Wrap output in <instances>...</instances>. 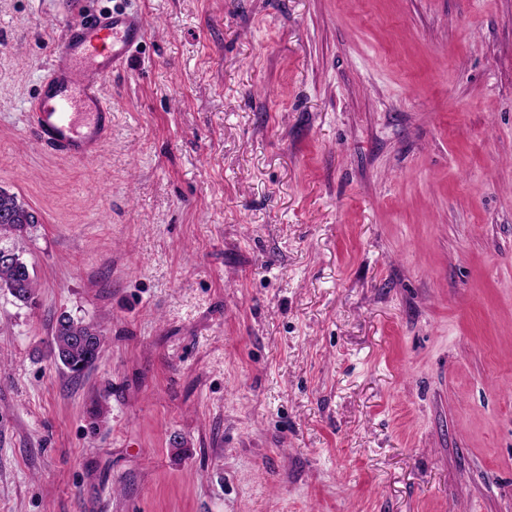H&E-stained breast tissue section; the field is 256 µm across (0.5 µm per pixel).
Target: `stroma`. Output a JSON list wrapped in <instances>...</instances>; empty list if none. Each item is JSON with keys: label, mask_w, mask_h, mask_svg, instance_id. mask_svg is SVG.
<instances>
[{"label": "stroma", "mask_w": 512, "mask_h": 512, "mask_svg": "<svg viewBox=\"0 0 512 512\" xmlns=\"http://www.w3.org/2000/svg\"><path fill=\"white\" fill-rule=\"evenodd\" d=\"M71 2L0 0V512H512V0H85L148 23L92 160ZM146 34L141 15L121 10L67 23L65 47L52 59L27 113L47 146L67 157L98 154L112 127L102 81ZM34 224H36L35 216L18 200L17 196L0 190V247L3 238L12 239V245L9 247L15 250L20 261L16 268L0 267V290H7L12 297L24 304L33 299L37 290L36 281L23 258L24 249L21 246L28 228ZM52 332V350L56 352L58 362L74 377L81 376L85 369H91L95 365L99 356L97 358L89 354L82 340L88 336L102 338L101 331L96 325L61 314L52 326ZM95 339H91L90 342L97 348Z\"/></svg>", "instance_id": "1"}]
</instances>
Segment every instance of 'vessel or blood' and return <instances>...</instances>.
I'll return each instance as SVG.
<instances>
[{"label": "vessel or blood", "instance_id": "1", "mask_svg": "<svg viewBox=\"0 0 512 512\" xmlns=\"http://www.w3.org/2000/svg\"><path fill=\"white\" fill-rule=\"evenodd\" d=\"M146 34L141 15L121 10L67 23L65 47L52 59L27 114L47 146L67 157L98 154L112 127L102 82Z\"/></svg>", "mask_w": 512, "mask_h": 512}]
</instances>
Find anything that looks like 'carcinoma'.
<instances>
[{
    "label": "carcinoma",
    "instance_id": "obj_1",
    "mask_svg": "<svg viewBox=\"0 0 512 512\" xmlns=\"http://www.w3.org/2000/svg\"><path fill=\"white\" fill-rule=\"evenodd\" d=\"M36 224L35 216L16 195L0 190V240H12L13 248L18 256V267H0V290H6L17 301L29 303L37 290V284L32 274L27 272L29 266L23 258L24 249L22 240L28 228ZM52 350L56 352L58 362L61 363L75 377L83 371L92 368L97 357L87 350L83 339L91 336H101L99 328L82 320H75L71 316L60 315L52 326Z\"/></svg>",
    "mask_w": 512,
    "mask_h": 512
}]
</instances>
